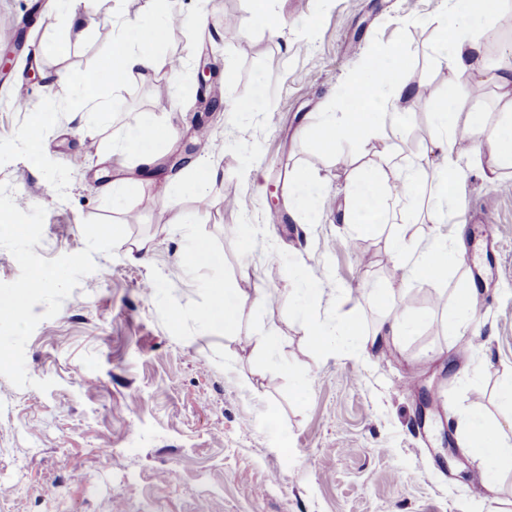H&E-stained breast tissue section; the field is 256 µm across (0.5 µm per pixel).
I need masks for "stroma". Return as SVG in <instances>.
<instances>
[{"instance_id": "35a3bbf8", "label": "stroma", "mask_w": 512, "mask_h": 512, "mask_svg": "<svg viewBox=\"0 0 512 512\" xmlns=\"http://www.w3.org/2000/svg\"><path fill=\"white\" fill-rule=\"evenodd\" d=\"M84 26L58 15L55 0H0V53L14 52L0 76V183L13 189L22 210L44 206L43 239L35 251L52 259L82 250L84 220H124L127 239L146 240L141 260L96 253V270L82 278L59 314L43 317L25 348L28 376L53 380L48 392L15 387L0 376V512H512V473L498 486L482 480L483 462L466 448L457 423L467 414L512 430L498 408L497 390L512 376V167L492 155L470 168L457 219L461 249L439 281H395L398 261L381 233H346L336 203L353 168L377 160L382 147L340 145L339 158L320 154L316 124L347 77L374 45L400 47L415 91L451 95L455 78L433 62V21L442 0H273L289 20L281 36L251 26V0H176L184 14H200V27L171 29L159 60L181 55L173 80L177 101L162 105L153 77H131L104 101L120 108L102 126L80 130L75 102L55 76L101 70L122 23L145 17L153 0H72ZM237 12L247 32L224 41V14ZM61 50L40 52L46 38ZM211 68L198 81L200 64ZM234 81L225 84V70ZM25 88L28 105L13 101ZM259 99V118L235 112L242 99ZM55 122L44 139L41 172L19 148L46 110ZM172 125L153 161L112 154L140 113ZM210 136L197 140L194 130ZM434 133L419 112L390 164L415 160ZM197 145L196 159L216 166L208 206L190 195L163 197L157 185L174 174L163 159L183 143ZM316 169L323 207L313 224L287 204L292 178ZM496 168L495 183L482 172ZM128 192L113 211V185ZM237 206L224 207L225 193ZM491 215L499 226L495 246L477 235ZM255 224L252 242L225 238V225ZM224 255L216 269L184 266L183 231ZM368 254L359 262L358 253ZM324 289L346 288L357 297L358 317L375 327L380 309L374 288L399 297L439 294L451 301L458 282L481 287L474 330L450 329L444 310L416 335L378 352H323L305 336L296 294L300 272ZM214 278L228 287L265 288L246 303L234 335L203 329L194 317ZM153 283L144 294L143 282ZM281 337L277 362L260 344L265 328ZM309 385L299 390L294 376ZM443 399L441 410L421 412L419 386ZM171 481H159L161 473Z\"/></svg>"}]
</instances>
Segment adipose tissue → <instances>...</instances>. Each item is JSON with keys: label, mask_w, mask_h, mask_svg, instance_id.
I'll return each mask as SVG.
<instances>
[{"label": "adipose tissue", "mask_w": 512, "mask_h": 512, "mask_svg": "<svg viewBox=\"0 0 512 512\" xmlns=\"http://www.w3.org/2000/svg\"><path fill=\"white\" fill-rule=\"evenodd\" d=\"M444 3L436 63L454 75L456 87L451 97L433 98L426 103L437 135L430 139L415 164L393 170L377 162L360 165L336 207V220L345 230L370 234L384 225L387 203L393 194H400L412 205L428 200L433 223L447 225V233L433 231L413 238L403 225H384L388 228L387 244L399 257L406 275L423 280L443 278L455 257L460 232L452 217L462 202L460 191L467 177L462 158L478 156L485 150L500 163L512 166V57H489L477 36L478 29L490 23L493 15L512 12V0ZM171 16V11L166 10L145 21L124 23L113 40L110 60L99 74L91 79L66 80L67 90L78 99L77 116L81 124L98 126L105 122L106 114L100 109L102 89L117 87L123 79L146 75L155 68V51L168 36ZM489 85L498 92L500 109L495 113L480 107L472 96L473 89ZM415 97L395 47L371 48L313 125L317 148L332 154L342 142L365 146L378 140L386 151H393L414 119L408 104ZM464 133L470 140L466 146L460 139ZM173 135V128L145 113L122 137L113 140L112 151L146 162ZM428 187L433 194L427 199L423 191ZM249 299L248 293L227 288L223 281L211 280L207 283V302L196 316L204 325H223L229 334L238 326L242 308ZM372 299L385 315L369 331L353 312L355 300L349 290H337L336 315L331 318L321 309L318 289H302V316L311 342L323 350L336 345L349 350L360 346L376 349L387 339L415 335L421 315L380 289L373 290ZM462 428L468 446L484 461L486 484L495 485L504 464L512 462V444L505 442L495 427L470 417L463 419Z\"/></svg>", "instance_id": "obj_1"}]
</instances>
